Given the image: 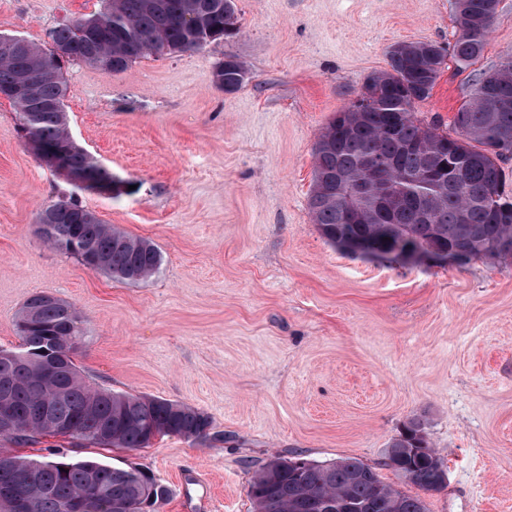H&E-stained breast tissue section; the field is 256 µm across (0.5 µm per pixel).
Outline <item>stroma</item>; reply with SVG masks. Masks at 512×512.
Returning <instances> with one entry per match:
<instances>
[{"label":"stroma","instance_id":"obj_1","mask_svg":"<svg viewBox=\"0 0 512 512\" xmlns=\"http://www.w3.org/2000/svg\"><path fill=\"white\" fill-rule=\"evenodd\" d=\"M235 4L238 33L201 49L115 73L64 63L69 131L124 182L120 195L43 166L16 106L0 100V349L18 348L31 295L70 302L83 320L74 362L92 387L194 407L210 438L130 449L41 435L0 449L145 471L170 490L160 512H253L249 483L274 454L355 457L420 494L383 465L391 439L420 418L447 470L423 496L428 512H512V259H355L308 210L329 119L386 67L391 44L454 42V0ZM101 8L0 0V34L48 49L51 29ZM510 51L512 0H501L481 58L447 59L419 119L449 125L474 79ZM230 57L250 73L233 93L212 80ZM69 197L154 244L159 269L125 283L52 248L36 217Z\"/></svg>","mask_w":512,"mask_h":512}]
</instances>
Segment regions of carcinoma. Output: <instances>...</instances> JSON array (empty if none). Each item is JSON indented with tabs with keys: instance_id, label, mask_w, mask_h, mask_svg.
Listing matches in <instances>:
<instances>
[{
	"instance_id": "carcinoma-1",
	"label": "carcinoma",
	"mask_w": 512,
	"mask_h": 512,
	"mask_svg": "<svg viewBox=\"0 0 512 512\" xmlns=\"http://www.w3.org/2000/svg\"><path fill=\"white\" fill-rule=\"evenodd\" d=\"M500 0H454L461 33L449 48L432 42H397L386 53L387 67L370 74L347 106L336 112L314 147V177L308 208L321 235L342 253L351 247L414 254L434 250L470 261L490 251L512 258V189L500 161L512 155V53L472 84L469 100L450 122L426 123L416 105L431 97L446 57L471 65L482 56L486 38L498 14ZM235 0H104L103 10L55 27L53 49L28 41L8 56L0 55V84L23 74L35 87V97L19 107V116L31 132L54 146L68 147L66 162L90 168L97 186L121 191L122 181L71 144L63 110L65 88L62 63L79 61L110 72L126 69L162 48L175 53L198 50L237 32ZM226 93L249 79L245 65L228 58L213 73ZM368 159L385 163L383 178L404 195L393 214L376 211L375 203L355 196L350 186L362 177ZM52 223L42 235L57 251L77 256L89 248L112 278L137 283L151 276L161 257L156 247L105 224L73 199L52 203ZM360 210L350 219L349 208ZM44 295L30 297L20 320L31 308L38 318L29 335L21 337L32 352L10 392L14 429L1 438L28 442L29 428L55 433L66 422L72 436L104 446L144 448L158 436L205 440L210 437L209 416L186 404L153 396H128L98 391L81 377L76 365L57 380L45 376L43 350L61 348L60 330L66 310L73 305L56 299L44 304ZM55 396L52 421L36 416L46 395ZM427 452H416V449ZM11 470L0 469V512H9L8 491L25 484L47 486L28 499L26 512H67V505L91 491L87 512H111L112 501L128 502L129 512H159L168 497L166 487L141 478L138 469H125L96 460L43 459L40 469L14 455ZM285 464L265 463L249 484L254 512H329L327 505L355 503L363 512H427L425 504L384 483L375 468L357 458L329 462L306 459L300 453L283 458ZM438 459L429 447L426 424L410 420L391 439L384 466L398 474H413L411 484L434 488L441 475Z\"/></svg>"
}]
</instances>
